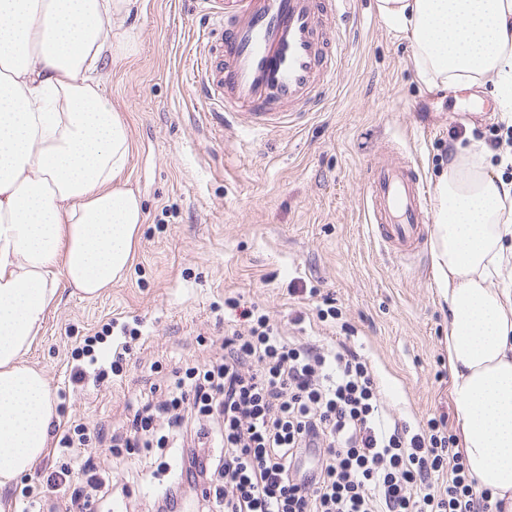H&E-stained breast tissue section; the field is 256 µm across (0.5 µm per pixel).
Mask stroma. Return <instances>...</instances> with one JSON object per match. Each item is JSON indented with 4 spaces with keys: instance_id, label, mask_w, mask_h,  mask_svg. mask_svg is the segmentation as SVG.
Returning a JSON list of instances; mask_svg holds the SVG:
<instances>
[{
    "instance_id": "1",
    "label": "stroma",
    "mask_w": 512,
    "mask_h": 512,
    "mask_svg": "<svg viewBox=\"0 0 512 512\" xmlns=\"http://www.w3.org/2000/svg\"><path fill=\"white\" fill-rule=\"evenodd\" d=\"M207 22L202 0H142L126 21L131 52L104 68L146 220L125 279L91 300L60 288L26 355L45 373L58 423L101 430L96 447L106 449L129 396L171 378L177 362L208 357L224 333L214 309L228 298L259 305L283 336L345 341L371 364L387 414L414 427L440 415L455 423L432 253L406 265L372 240L367 169L391 146L430 185L459 141L499 163L512 154L496 141L512 113L481 91L486 109L472 114L468 97L419 84L409 41L375 0H354L332 22L343 50L319 110L274 134L223 132L187 81ZM304 285L335 299L339 323L317 319ZM135 318L142 345L121 376L98 390L73 388V349L109 320Z\"/></svg>"
}]
</instances>
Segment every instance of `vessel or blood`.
<instances>
[{"label":"vessel or blood","mask_w":512,"mask_h":512,"mask_svg":"<svg viewBox=\"0 0 512 512\" xmlns=\"http://www.w3.org/2000/svg\"><path fill=\"white\" fill-rule=\"evenodd\" d=\"M221 21L201 32L219 39L218 50L198 60V88L222 98L216 120L273 130L310 111L336 77V56L328 49L327 15L321 0H208ZM429 189L413 165L378 162L365 186L370 236L396 257L416 259L431 222Z\"/></svg>","instance_id":"vessel-or-blood-1"}]
</instances>
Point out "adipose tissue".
Returning <instances> with one entry per match:
<instances>
[{
    "mask_svg": "<svg viewBox=\"0 0 512 512\" xmlns=\"http://www.w3.org/2000/svg\"><path fill=\"white\" fill-rule=\"evenodd\" d=\"M140 0H0V512L48 446L55 404L27 363L59 284L98 297L128 271L145 221L124 176L126 122L102 64L134 43ZM431 89L489 87L512 112V0H377ZM432 269L459 449L492 512H512V179L448 155L433 191Z\"/></svg>",
    "mask_w": 512,
    "mask_h": 512,
    "instance_id": "adipose-tissue-1",
    "label": "adipose tissue"
}]
</instances>
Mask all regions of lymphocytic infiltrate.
Masks as SVG:
<instances>
[{"label":"lymphocytic infiltrate","instance_id":"lymphocytic-infiltrate-1","mask_svg":"<svg viewBox=\"0 0 512 512\" xmlns=\"http://www.w3.org/2000/svg\"><path fill=\"white\" fill-rule=\"evenodd\" d=\"M241 316L246 329L225 325L213 356L185 364L165 394L125 403L113 456L153 441L177 460L175 482H157L145 457L128 472L154 486L157 512H177L203 486L202 512H486L444 420L428 419L415 432L389 422L379 411L376 376L358 352L283 337L255 308ZM140 337V329L122 327L103 359L86 337L88 365L74 367L71 382H109ZM82 476L111 494L112 479L99 476L93 456L76 469H36L47 512H75L81 492L73 484Z\"/></svg>","mask_w":512,"mask_h":512}]
</instances>
